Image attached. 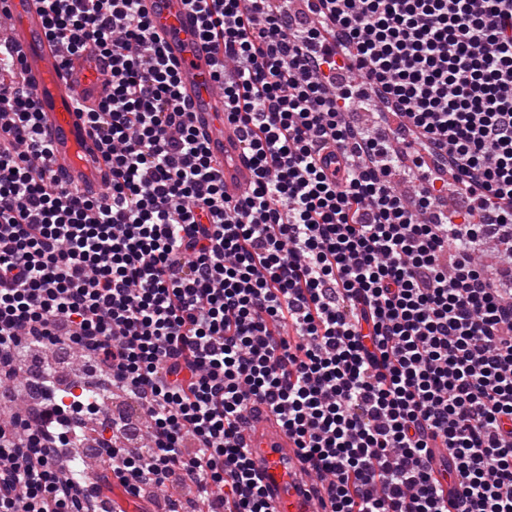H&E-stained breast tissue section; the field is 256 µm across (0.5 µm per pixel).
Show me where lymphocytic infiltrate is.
Listing matches in <instances>:
<instances>
[{
  "label": "lymphocytic infiltrate",
  "instance_id": "obj_1",
  "mask_svg": "<svg viewBox=\"0 0 512 512\" xmlns=\"http://www.w3.org/2000/svg\"><path fill=\"white\" fill-rule=\"evenodd\" d=\"M305 2L189 0L254 166L236 201L142 0H43L63 56L111 70L86 113L104 200L52 176L0 40V375L33 347L87 356L151 424L145 450L123 415L101 442L133 496L190 484L199 512H269L237 441L264 403L333 512H512V0ZM37 375L41 401L0 421V512H91L98 485L63 475L91 396L63 418Z\"/></svg>",
  "mask_w": 512,
  "mask_h": 512
}]
</instances>
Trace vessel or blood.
I'll return each mask as SVG.
<instances>
[{"instance_id":"b4317fda","label":"vessel or blood","mask_w":512,"mask_h":512,"mask_svg":"<svg viewBox=\"0 0 512 512\" xmlns=\"http://www.w3.org/2000/svg\"><path fill=\"white\" fill-rule=\"evenodd\" d=\"M143 6L167 58L176 66L181 97L224 178L225 198L240 199L254 184V168L243 149L240 128L228 120L224 97L214 89L212 54L200 36L194 12L187 0H144ZM0 15L11 21L9 37L51 144L49 166L54 176L84 196L103 197L112 174L97 140L87 134L85 111L110 92L107 64L92 53L62 59L46 34L39 0H0ZM242 446L270 512H330L309 495L311 482L301 470L296 441L267 406L251 409Z\"/></svg>"}]
</instances>
